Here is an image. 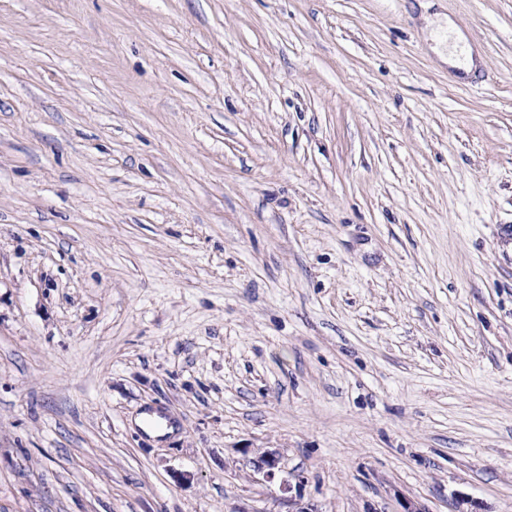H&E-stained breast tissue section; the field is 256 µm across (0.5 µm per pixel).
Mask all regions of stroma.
I'll return each mask as SVG.
<instances>
[{
  "mask_svg": "<svg viewBox=\"0 0 512 512\" xmlns=\"http://www.w3.org/2000/svg\"><path fill=\"white\" fill-rule=\"evenodd\" d=\"M267 449L512 512V0H0V512H288ZM250 463L255 471L262 473L269 481H272L277 473L282 472L281 457L273 450L261 452L256 458L251 459Z\"/></svg>",
  "mask_w": 512,
  "mask_h": 512,
  "instance_id": "stroma-1",
  "label": "stroma"
}]
</instances>
